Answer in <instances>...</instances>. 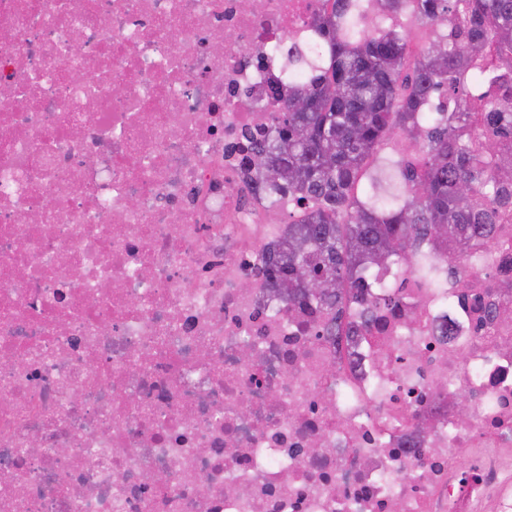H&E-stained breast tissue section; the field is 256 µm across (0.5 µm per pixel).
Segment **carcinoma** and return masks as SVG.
I'll return each instance as SVG.
<instances>
[{"label":"carcinoma","mask_w":512,"mask_h":512,"mask_svg":"<svg viewBox=\"0 0 512 512\" xmlns=\"http://www.w3.org/2000/svg\"><path fill=\"white\" fill-rule=\"evenodd\" d=\"M387 17L411 12L428 28L456 22L465 39H432L412 47L396 26L360 23L366 0H323L315 21L322 45L282 57L288 97H274L276 134L255 143L266 159L265 189L288 190L312 209L293 220L288 247L268 248L270 274L288 282V303H314L333 313L341 336L343 298L366 287L369 267L398 265L437 287L443 270L459 281L473 274L465 260L473 240L492 237L501 210L512 208V157L496 144L512 138V84L494 99L470 95L475 60L512 48V0H372ZM411 68L413 78L400 76ZM307 84H295L299 75ZM465 102L460 112L433 111L438 100ZM419 152L404 168L381 156L393 136ZM439 244L425 252L426 240ZM321 277L320 294L305 283Z\"/></svg>","instance_id":"1"}]
</instances>
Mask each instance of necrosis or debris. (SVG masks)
<instances>
[{"mask_svg": "<svg viewBox=\"0 0 512 512\" xmlns=\"http://www.w3.org/2000/svg\"><path fill=\"white\" fill-rule=\"evenodd\" d=\"M321 6L0 0V512H512V210L346 336L269 286L310 203L252 146Z\"/></svg>", "mask_w": 512, "mask_h": 512, "instance_id": "1", "label": "necrosis or debris"}]
</instances>
